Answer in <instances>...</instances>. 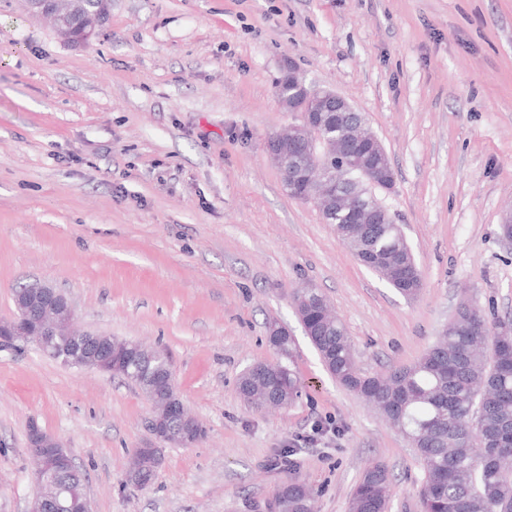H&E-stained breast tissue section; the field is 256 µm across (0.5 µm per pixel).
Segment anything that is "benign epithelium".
<instances>
[{
	"label": "benign epithelium",
	"mask_w": 512,
	"mask_h": 512,
	"mask_svg": "<svg viewBox=\"0 0 512 512\" xmlns=\"http://www.w3.org/2000/svg\"><path fill=\"white\" fill-rule=\"evenodd\" d=\"M112 0H27L33 15H47L54 19L57 30L67 42L85 45L96 35ZM288 111L299 115V122L287 130L272 133L265 144L266 152L281 169L283 184L288 193L299 198L311 194L318 185V207L328 214H342L353 230L366 236L371 224H392L394 219L383 203L374 208L362 205L359 192L342 189L338 181L320 178L313 182L310 175L303 180L292 179L284 168L287 159L306 154L308 170H319L323 159H346L360 151L358 171L362 182L385 191L394 186V173L383 143L364 123L353 124L349 113L355 108L333 90H319L305 102L288 104ZM15 317L0 321V347H15L19 343H34L46 354L53 351L61 336L73 335L71 324L75 308L71 299L48 284L35 288L14 300ZM83 362L87 369L112 375V338L102 334L83 345ZM159 390L150 403L152 415L149 429L154 440L166 441L171 446L182 442L169 429L170 422L180 420L185 427L202 432L203 425L188 413L184 401L176 392L171 368L159 370L154 378ZM29 447L40 456V471L57 476H75L78 466L72 456L61 450L58 440L44 432L36 423L29 430ZM54 498L46 490L38 489L31 501L30 512H53Z\"/></svg>",
	"instance_id": "obj_1"
}]
</instances>
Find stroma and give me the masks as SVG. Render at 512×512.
<instances>
[{"label": "stroma", "instance_id": "1", "mask_svg": "<svg viewBox=\"0 0 512 512\" xmlns=\"http://www.w3.org/2000/svg\"><path fill=\"white\" fill-rule=\"evenodd\" d=\"M290 65L385 146L383 201L422 272L416 299L285 191L264 142L298 120L276 95ZM510 209L512 0H112L84 46L0 0V319L16 288L52 285L81 329L166 351L206 429L164 448L148 487L123 486L132 451L154 443L139 388L0 349V512H27L34 494L33 421L85 473L93 512H272L292 477L316 512H349L376 461L389 512H420L419 458L327 372L292 293L309 282L328 296L364 373L412 363L460 297L512 313ZM272 322L294 339L303 389L257 411L237 380L278 360Z\"/></svg>", "mask_w": 512, "mask_h": 512}]
</instances>
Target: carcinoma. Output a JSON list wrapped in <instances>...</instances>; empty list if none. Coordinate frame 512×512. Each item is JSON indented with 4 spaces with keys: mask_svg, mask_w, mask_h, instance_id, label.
I'll use <instances>...</instances> for the list:
<instances>
[{
    "mask_svg": "<svg viewBox=\"0 0 512 512\" xmlns=\"http://www.w3.org/2000/svg\"><path fill=\"white\" fill-rule=\"evenodd\" d=\"M330 172L352 187L353 164L329 165ZM349 250L359 255L364 243L346 232L341 217L331 220ZM372 248L403 266L405 281L389 271L372 269L407 299L422 285L419 268L409 263L410 248L390 224L371 225ZM320 300L309 303L294 292V305L302 325L312 336L309 342L336 381L372 403L402 433L424 468L420 496L426 512H512V460L497 467L489 463L494 445L512 443V315L488 319L480 314L471 322L462 310L448 322L437 341L416 361L368 375L358 368L345 324ZM293 338L276 350L281 360L266 363L268 375L243 372L239 395L245 403L262 410L299 396L300 377L294 367ZM158 361L130 353L116 376L152 395L153 373ZM157 464L131 454L125 476L144 484L151 481ZM391 475L376 462L364 471L350 501V512H387ZM277 512H315V494L303 480L285 481L278 492Z\"/></svg>",
    "mask_w": 512,
    "mask_h": 512,
    "instance_id": "cac0c4a2",
    "label": "carcinoma"
}]
</instances>
